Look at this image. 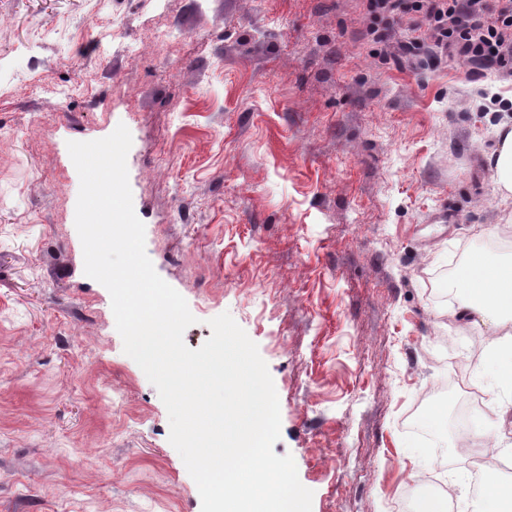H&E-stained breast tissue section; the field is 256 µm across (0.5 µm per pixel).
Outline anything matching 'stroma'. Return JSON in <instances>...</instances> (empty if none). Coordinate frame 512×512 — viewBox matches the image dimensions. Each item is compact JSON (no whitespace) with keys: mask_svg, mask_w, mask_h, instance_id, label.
Listing matches in <instances>:
<instances>
[{"mask_svg":"<svg viewBox=\"0 0 512 512\" xmlns=\"http://www.w3.org/2000/svg\"><path fill=\"white\" fill-rule=\"evenodd\" d=\"M366 26L363 0H0V512H201L84 273L67 144L121 124L146 253L196 318L184 342L227 312L257 344L273 451L312 512H391L435 471L472 512L450 404L428 445L406 415L470 385L472 419L512 447L493 324L439 276L462 248L512 261L487 248L512 225L487 161L512 74L398 65Z\"/></svg>","mask_w":512,"mask_h":512,"instance_id":"stroma-1","label":"stroma"}]
</instances>
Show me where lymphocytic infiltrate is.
Wrapping results in <instances>:
<instances>
[{"label": "lymphocytic infiltrate", "mask_w": 512, "mask_h": 512, "mask_svg": "<svg viewBox=\"0 0 512 512\" xmlns=\"http://www.w3.org/2000/svg\"><path fill=\"white\" fill-rule=\"evenodd\" d=\"M365 10L375 40L405 59L512 60V0H365Z\"/></svg>", "instance_id": "f902f5d3"}]
</instances>
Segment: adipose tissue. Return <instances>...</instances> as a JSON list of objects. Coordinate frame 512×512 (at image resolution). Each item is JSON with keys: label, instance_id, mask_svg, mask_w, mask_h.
I'll return each instance as SVG.
<instances>
[{"label": "adipose tissue", "instance_id": "ef3b65f1", "mask_svg": "<svg viewBox=\"0 0 512 512\" xmlns=\"http://www.w3.org/2000/svg\"><path fill=\"white\" fill-rule=\"evenodd\" d=\"M468 298L465 315L491 318L495 328L512 324V264L497 265L475 257L462 279Z\"/></svg>", "mask_w": 512, "mask_h": 512}]
</instances>
